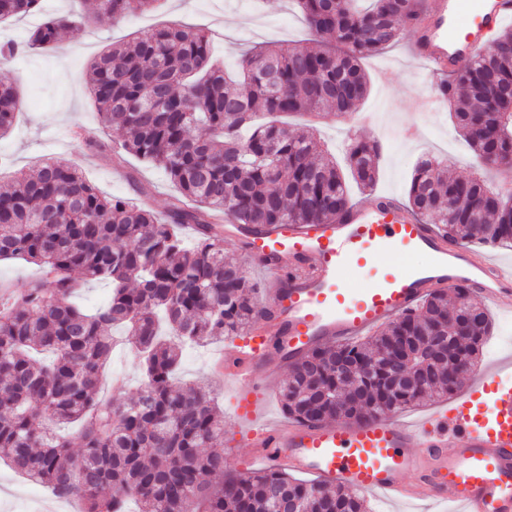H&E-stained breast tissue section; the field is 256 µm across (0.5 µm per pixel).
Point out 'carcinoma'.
<instances>
[{
    "label": "carcinoma",
    "mask_w": 512,
    "mask_h": 512,
    "mask_svg": "<svg viewBox=\"0 0 512 512\" xmlns=\"http://www.w3.org/2000/svg\"><path fill=\"white\" fill-rule=\"evenodd\" d=\"M41 0H0V20L40 12ZM158 0H92L85 19L118 25ZM423 0H297L315 49L271 42L241 54L239 76L212 61L205 28L163 27L112 46L89 65V91L102 125L121 129L120 150L161 169L175 186L162 216L107 197L73 165L47 161L0 192V260L37 265L21 292L0 280V458L85 512H270L273 491L298 512H368L346 486H321L286 470L228 471L224 418L203 384L177 378L183 349L238 336L256 318L255 284L224 254L214 225L229 217L258 229L326 224L351 198L346 179L373 191L378 143L350 142L345 166L321 149L311 125L276 117L355 111L368 91L362 60L419 16ZM77 24L46 14L23 43L0 56L51 53ZM452 121L479 166L512 168V28L503 30L446 86ZM23 100L0 84V136ZM406 206L454 240L512 247V195L482 176L451 178L427 156L414 169ZM197 224L187 245L181 226ZM112 284L93 313L73 300L71 273ZM428 293L372 336L323 344L291 365L279 397L299 422H362L458 390L478 360L491 320L473 288ZM142 365L140 391L122 403L100 397V371L115 330ZM52 423L79 425L80 455Z\"/></svg>",
    "instance_id": "carcinoma-1"
}]
</instances>
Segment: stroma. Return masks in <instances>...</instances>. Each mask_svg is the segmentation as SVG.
<instances>
[{"label": "stroma", "instance_id": "35a3bbf8", "mask_svg": "<svg viewBox=\"0 0 512 512\" xmlns=\"http://www.w3.org/2000/svg\"><path fill=\"white\" fill-rule=\"evenodd\" d=\"M178 25L202 27L213 34L215 56L234 68L245 47L267 41H301L309 31L294 0H164L155 11L113 26L94 23L66 32L50 55L27 53L0 58V83L19 86L26 101L11 130L0 137V190L23 171H35L44 159L76 165L104 195L146 203L164 213L175 189L164 173L133 156L115 161L108 153L90 152L86 141L102 139L119 144L123 135L103 129L88 95L87 66L103 48L136 40L144 30ZM412 28H403L398 41L365 60L369 77L357 117L320 119L316 137L323 148L342 154L349 137L380 143L382 155L376 192L402 200L419 157L442 158L452 176L472 172L470 148L452 126L448 114L431 107L437 90L423 66L412 63L406 48ZM220 343L188 348L179 377L193 381L211 378L224 414V457L227 467L249 471L251 451L239 441L235 392L214 372ZM141 371L132 344L114 348L101 380L102 397L123 400L138 392ZM75 500H61L32 484L0 459V512H80Z\"/></svg>", "mask_w": 512, "mask_h": 512}]
</instances>
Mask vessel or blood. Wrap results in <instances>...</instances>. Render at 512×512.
Masks as SVG:
<instances>
[{"instance_id": "1", "label": "vessel or blood", "mask_w": 512, "mask_h": 512, "mask_svg": "<svg viewBox=\"0 0 512 512\" xmlns=\"http://www.w3.org/2000/svg\"><path fill=\"white\" fill-rule=\"evenodd\" d=\"M512 20V0H427L413 26L411 59L438 81L475 57ZM263 272L262 312L246 336L228 339L215 371L240 390L238 431L251 460L396 502L417 496L461 512H512V360L489 365L452 407L415 423L377 416L308 424L266 414L273 363L293 362L325 342L360 337L414 308L435 289L472 284L512 317V263L438 235L393 200L352 205L327 224L252 231L225 224ZM425 255L421 265L406 257ZM391 259L372 272L375 257ZM413 474L415 488L402 483Z\"/></svg>"}]
</instances>
